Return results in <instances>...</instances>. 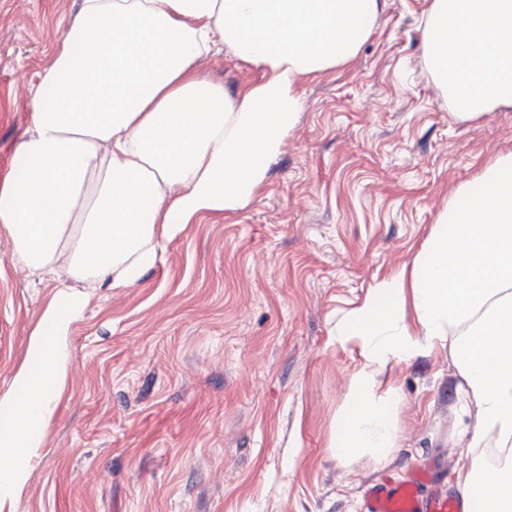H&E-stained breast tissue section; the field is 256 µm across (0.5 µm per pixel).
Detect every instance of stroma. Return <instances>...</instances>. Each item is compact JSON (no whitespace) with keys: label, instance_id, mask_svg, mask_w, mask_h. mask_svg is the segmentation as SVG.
<instances>
[{"label":"stroma","instance_id":"1","mask_svg":"<svg viewBox=\"0 0 512 512\" xmlns=\"http://www.w3.org/2000/svg\"><path fill=\"white\" fill-rule=\"evenodd\" d=\"M77 6L0 0V176ZM426 8L389 0L354 61L303 82L244 207L200 214L138 285L92 296L44 443L20 457L26 480L0 512H363L366 485L428 463L456 493L470 418L447 350L388 367L401 394L388 464L346 466L329 446L360 363L338 321L412 264L453 188L512 150V109L459 121L429 81ZM52 293L0 233V399Z\"/></svg>","mask_w":512,"mask_h":512}]
</instances>
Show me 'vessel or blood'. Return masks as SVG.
<instances>
[{
	"mask_svg": "<svg viewBox=\"0 0 512 512\" xmlns=\"http://www.w3.org/2000/svg\"><path fill=\"white\" fill-rule=\"evenodd\" d=\"M365 512H468L465 498L448 494L432 483L428 469L420 468L402 480L383 479L363 492Z\"/></svg>",
	"mask_w": 512,
	"mask_h": 512,
	"instance_id": "vessel-or-blood-1",
	"label": "vessel or blood"
}]
</instances>
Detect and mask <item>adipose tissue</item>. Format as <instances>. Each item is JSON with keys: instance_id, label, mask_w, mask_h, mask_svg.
I'll use <instances>...</instances> for the list:
<instances>
[{"instance_id": "obj_1", "label": "adipose tissue", "mask_w": 512, "mask_h": 512, "mask_svg": "<svg viewBox=\"0 0 512 512\" xmlns=\"http://www.w3.org/2000/svg\"><path fill=\"white\" fill-rule=\"evenodd\" d=\"M387 5L79 0L0 180L13 262L55 288L0 400V495L24 481L18 449L42 445L92 292L136 285L195 215L248 203L298 120L302 80L354 59ZM420 47L457 120L512 108V0H429ZM215 53L260 81L229 94L199 68ZM336 339L362 358L330 439L340 463H387L400 397L385 369L444 346L474 410L473 464L455 484L476 512H512V151L451 192L413 264L376 278Z\"/></svg>"}]
</instances>
